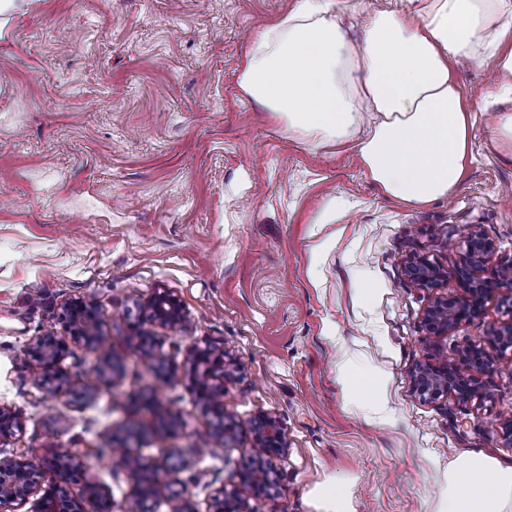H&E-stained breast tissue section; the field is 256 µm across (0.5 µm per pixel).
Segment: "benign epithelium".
Wrapping results in <instances>:
<instances>
[{
  "mask_svg": "<svg viewBox=\"0 0 512 512\" xmlns=\"http://www.w3.org/2000/svg\"><path fill=\"white\" fill-rule=\"evenodd\" d=\"M493 244L482 234L472 233L466 244L464 265L460 270L461 292L439 297L429 307L426 323L431 334L443 336L458 323L480 314L483 301L494 288L503 289L512 296V261L498 269L492 277L483 278L479 272L483 269ZM408 278L422 288L438 286L443 274L426 258L414 256L406 266ZM148 317L161 326H174L183 319V309L179 300L169 294L154 296L147 306ZM70 327L76 341L83 340L100 352L102 370L100 378H112L116 373L112 350H102L103 337L99 334L100 319L93 307L83 301H77L70 308ZM490 344L499 352L512 350V323L494 327L490 332ZM63 340L54 336H40L36 339V362L41 367L55 364ZM193 375L203 379V387H212L219 395H224V379L229 376L231 361L228 353L221 350L198 349L191 351ZM466 364V373L446 363L433 365L428 363L415 369L413 374L414 392L421 398L431 399L451 393L460 400L480 399L483 397V385L480 374L489 364L483 348L472 346L461 356ZM208 408L216 418L214 431L224 442L233 439L232 427L224 425V403L222 399L207 401ZM19 423L14 413L0 407V442L12 437ZM258 456L254 470L265 474L276 461L288 453L287 437L278 421L269 415H260L251 423ZM54 461L45 463L41 455L30 453L23 458H0V512H20V508L29 506L27 512H85L83 499L59 494V479L68 465L81 467L77 459L67 448L53 449ZM134 480L139 485L137 495L129 501L125 512H151L148 495L154 487L163 490V497L172 495V481L160 475L163 466L158 464L152 472L146 473L134 459L128 460ZM236 491L221 488L214 497L215 512H241Z\"/></svg>",
  "mask_w": 512,
  "mask_h": 512,
  "instance_id": "benign-epithelium-1",
  "label": "benign epithelium"
}]
</instances>
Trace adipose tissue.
<instances>
[{
    "label": "adipose tissue",
    "instance_id": "obj_1",
    "mask_svg": "<svg viewBox=\"0 0 512 512\" xmlns=\"http://www.w3.org/2000/svg\"><path fill=\"white\" fill-rule=\"evenodd\" d=\"M493 59L491 140L512 158V0H408L350 38L336 0H293L254 41L239 86L300 142L353 147L386 197H450L473 125L454 67ZM431 512H512V466L481 454L448 465Z\"/></svg>",
    "mask_w": 512,
    "mask_h": 512
}]
</instances>
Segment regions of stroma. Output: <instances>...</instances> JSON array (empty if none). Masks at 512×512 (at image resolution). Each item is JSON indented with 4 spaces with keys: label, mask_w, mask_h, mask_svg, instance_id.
<instances>
[{
    "label": "stroma",
    "mask_w": 512,
    "mask_h": 512,
    "mask_svg": "<svg viewBox=\"0 0 512 512\" xmlns=\"http://www.w3.org/2000/svg\"><path fill=\"white\" fill-rule=\"evenodd\" d=\"M293 0H18L0 19V406L22 430L0 457L71 449L63 485H95L123 512L135 482L104 447L128 445L148 467L178 465L190 499L236 486L244 512H323L315 490L345 485L348 512H429L449 461L480 453L512 465L497 429L512 421V353L490 350L487 396L419 398L412 372L457 364L512 321L492 292L478 318L429 334L427 307L459 293L468 236L494 245L483 274L512 261V162L488 131L492 61L459 73L472 110V164L452 199L418 206L384 197L353 149L314 148L244 96L252 39ZM335 200L326 223L316 217ZM426 256L444 276L405 274ZM182 304L173 327L139 311L156 293ZM93 306L120 372L95 391L50 393L34 340L68 337L61 368L93 375L99 358L70 339L66 308ZM155 336L153 357L136 348ZM229 352L224 414L235 438L201 443L214 416L192 383L190 350ZM356 372L344 394L339 367ZM172 369V376L161 373ZM276 418L288 455L256 494L235 481L256 458L251 422ZM434 455L437 467L424 458ZM408 278L422 288H436L443 274L425 257L413 256L406 266Z\"/></svg>",
    "instance_id": "35a3bbf8"
}]
</instances>
